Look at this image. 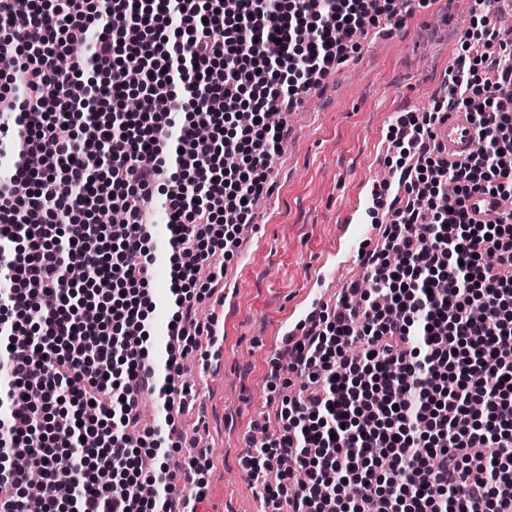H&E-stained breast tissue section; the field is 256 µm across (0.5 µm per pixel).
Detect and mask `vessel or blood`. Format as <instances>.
Returning <instances> with one entry per match:
<instances>
[{"label":"vessel or blood","instance_id":"obj_1","mask_svg":"<svg viewBox=\"0 0 512 512\" xmlns=\"http://www.w3.org/2000/svg\"><path fill=\"white\" fill-rule=\"evenodd\" d=\"M434 134L436 143L447 151L449 158L467 156L476 148L475 129L466 112L453 110L445 114L435 125ZM366 209V204L362 203L346 212L334 247L316 266L308 282L311 294L309 302L304 307L291 310L287 320L278 324L277 332L281 342L301 337L308 315L319 304V294L327 279L334 277L338 268L358 261L360 247L371 241L373 229L365 220ZM469 213L475 221L486 223L497 219L501 208L495 197L477 194L469 201ZM240 315V290L236 282L225 280L223 316L219 324L221 331H228L237 324Z\"/></svg>","mask_w":512,"mask_h":512}]
</instances>
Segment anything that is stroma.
Instances as JSON below:
<instances>
[{"label": "stroma", "mask_w": 512, "mask_h": 512, "mask_svg": "<svg viewBox=\"0 0 512 512\" xmlns=\"http://www.w3.org/2000/svg\"><path fill=\"white\" fill-rule=\"evenodd\" d=\"M480 16L453 0L415 7L396 34H367L354 59L283 113L288 137L268 169L274 192L254 206L268 246L244 264L214 258L241 289L242 318L224 341V369L204 374L197 350L183 360L203 420L153 401L155 413L169 411L176 431L207 449L205 512H260L243 458L255 423L279 421L281 396L268 383L280 350L276 326L304 301L308 271L334 246L344 211L386 176L389 117L431 110Z\"/></svg>", "instance_id": "1"}]
</instances>
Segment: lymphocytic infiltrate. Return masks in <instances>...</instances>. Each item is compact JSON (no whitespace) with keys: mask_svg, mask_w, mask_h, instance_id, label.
<instances>
[{"mask_svg":"<svg viewBox=\"0 0 512 512\" xmlns=\"http://www.w3.org/2000/svg\"><path fill=\"white\" fill-rule=\"evenodd\" d=\"M407 2L31 0L18 13L0 0V56L13 60L0 84V236L15 245L0 293V512H184L141 397L193 394L182 360L203 333L200 298L224 278L211 259L237 256L282 148L270 114L346 62L368 27L401 28ZM72 45L84 53L61 68ZM116 67L134 85L113 83ZM511 88L512 37L485 29L426 119L392 126L381 243L271 370L303 382L244 458L276 512H512V212L480 224L467 209L475 193L512 196ZM133 92L138 111L119 113ZM453 109L477 143L455 161L432 142ZM155 201L175 306L160 373L147 360ZM110 210L121 229L99 223ZM75 262L87 281H65ZM31 467L52 497L26 494ZM350 483L357 497L340 494Z\"/></svg>","mask_w":512,"mask_h":512,"instance_id":"1","label":"lymphocytic infiltrate"}]
</instances>
